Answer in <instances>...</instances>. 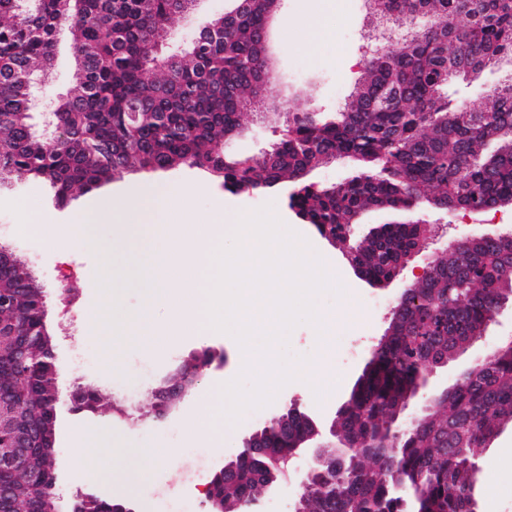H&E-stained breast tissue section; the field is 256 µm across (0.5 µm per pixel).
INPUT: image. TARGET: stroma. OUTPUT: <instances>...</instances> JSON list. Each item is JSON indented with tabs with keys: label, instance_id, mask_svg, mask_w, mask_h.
<instances>
[{
	"label": "stroma",
	"instance_id": "obj_1",
	"mask_svg": "<svg viewBox=\"0 0 512 512\" xmlns=\"http://www.w3.org/2000/svg\"><path fill=\"white\" fill-rule=\"evenodd\" d=\"M316 7L321 10L322 31L314 42H306L301 30L285 28L284 16L303 14ZM374 24L368 0H326L322 5L316 0H284L281 17L268 27V52L275 62L276 75L266 88L267 102L290 106L297 112L312 108L336 111L363 72L367 36ZM74 65L72 37L63 27L56 35L55 69L36 87V94L46 102L64 98ZM242 122V134L225 143V152L258 157L279 137L278 131L258 119L253 111H245ZM148 184L189 190L190 208L201 219L221 213L235 222L244 214L272 205L282 223L302 236L322 261L332 262L337 269L336 282L343 287L344 294L340 297L330 292L318 294L317 309L341 314L353 311L362 318L361 325H341L324 334L308 323L295 326L287 336L286 347L293 368L315 365L323 356H330L333 377L340 382L337 393L319 397L309 390L304 379L288 383L268 406L244 412L238 424H225L223 449H188L180 462L186 473L185 487L177 498L164 500L160 499L158 489L166 483L169 469L162 454L165 449L183 446L185 419L197 409L204 389L240 376L238 345L224 335L212 333H190L152 341L150 330L165 320L167 309L162 305L147 306L143 290L136 287L119 296L126 314L119 334L98 331L93 319L100 296L95 282L103 263L100 252L88 248L77 236L65 248H56L42 237L25 233L18 217L5 208L9 202L27 203L53 214L59 225H73L81 213L90 211L99 200L122 197ZM288 193V187L282 186L264 192L233 194L224 191L220 181L207 172L187 166L157 172L131 170L99 189L74 191L71 202L65 206L55 202L47 185L29 178L0 189V243L15 249L42 284L48 319L56 337L57 362L61 368L57 387L62 402L57 410L55 492L62 512H67L76 496L86 494L128 501L134 512H140L149 502L154 503L155 512H209V476L237 454L246 433L263 427L290 403L297 404L321 426L331 425L337 409L348 399L361 376L373 345L383 335L389 312L404 285L422 275L425 263L422 258H415L390 285L368 284L354 273L339 248L322 238L312 224L303 221L289 207ZM422 216L438 228L434 241L438 249L481 230L512 229L509 209L464 214L429 207ZM509 341H512L511 304L499 310L482 339L447 366L429 370L433 392L442 391L474 360ZM204 349L211 350L214 358L201 370L195 388L176 401L165 416H158L153 407L152 389ZM80 384L97 390L104 404L101 412L72 411L67 396ZM84 432L117 448L144 449L143 460L155 471L154 483L124 490L112 481L78 479L73 453ZM496 458H512L511 425L494 438L484 453L474 481L476 512H512V470L490 469V460Z\"/></svg>",
	"mask_w": 512,
	"mask_h": 512
}]
</instances>
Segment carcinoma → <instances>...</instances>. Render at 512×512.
I'll return each mask as SVG.
<instances>
[{
  "label": "carcinoma",
  "mask_w": 512,
  "mask_h": 512,
  "mask_svg": "<svg viewBox=\"0 0 512 512\" xmlns=\"http://www.w3.org/2000/svg\"><path fill=\"white\" fill-rule=\"evenodd\" d=\"M197 0H0V185L26 175L50 184L63 202L129 170L205 169L231 192L288 182L290 206L344 241L366 210L437 209L486 213L512 208V79L474 111L448 86L512 62V0H379L380 18L399 27L426 23L373 45L344 105L283 112L265 102L269 69L262 36L282 0H230L216 35L189 39L176 54L175 79L161 74L173 18ZM72 34L75 70L54 110L62 135L51 148L32 131L25 84L48 75L55 35ZM248 109L280 129L262 158L224 152L242 133ZM348 159L357 174L332 184L306 181L313 170ZM420 223L384 224L356 239L354 261L368 281L395 276L426 243ZM22 262H0V388L21 407L20 423L0 438L27 437L26 470L0 472V512H50L46 479L55 473L44 436L55 426V365L43 335L44 291ZM512 232L473 236L434 257L388 326L350 396L336 412L338 434L355 449L330 466L299 500L300 512H473V465L500 429L512 424V344L493 350L431 409L386 441L423 368L471 344L500 307L512 303ZM309 421L286 408L262 433L261 447L237 462V477L214 473L209 494L224 512H244L264 490L273 462L299 455Z\"/></svg>",
  "instance_id": "carcinoma-1"
}]
</instances>
